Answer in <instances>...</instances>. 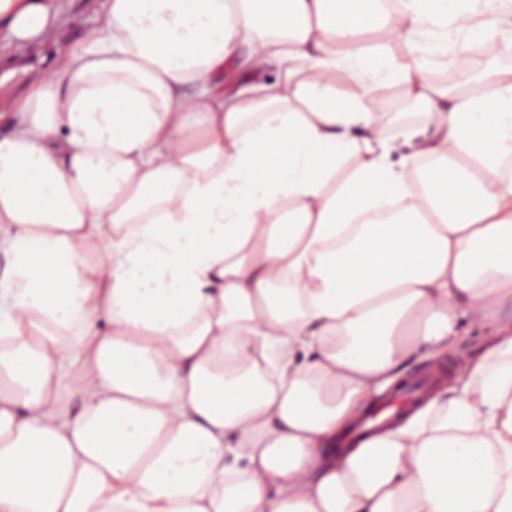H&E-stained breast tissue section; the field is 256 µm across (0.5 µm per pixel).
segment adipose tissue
Masks as SVG:
<instances>
[{
    "label": "adipose tissue",
    "mask_w": 512,
    "mask_h": 512,
    "mask_svg": "<svg viewBox=\"0 0 512 512\" xmlns=\"http://www.w3.org/2000/svg\"><path fill=\"white\" fill-rule=\"evenodd\" d=\"M473 2L400 0L399 64L363 0H104L0 135V512H512V68H471L512 9ZM466 319L465 382L351 440ZM378 43L384 44L386 46L387 52L398 61L404 60L409 47V43L404 37L395 35L393 38H390L386 33L382 31L369 34L366 37V41L362 44L373 45ZM380 103L379 112L402 113L411 125L420 127L417 112L420 110L404 96L402 87L396 83H384L375 88Z\"/></svg>",
    "instance_id": "obj_1"
}]
</instances>
